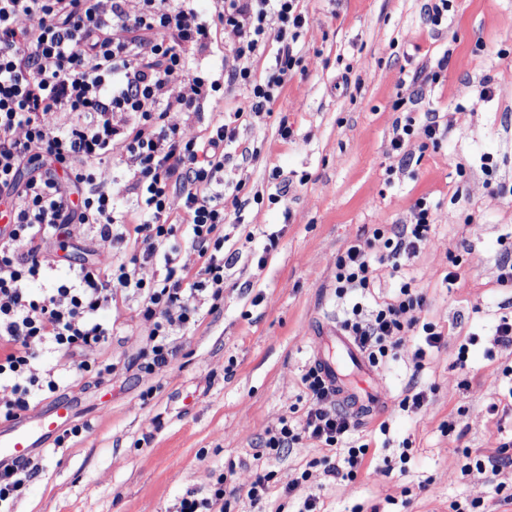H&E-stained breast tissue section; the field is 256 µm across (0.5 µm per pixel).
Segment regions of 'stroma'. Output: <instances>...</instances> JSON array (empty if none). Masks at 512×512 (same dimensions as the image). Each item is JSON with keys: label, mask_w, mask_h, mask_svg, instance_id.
<instances>
[{"label": "stroma", "mask_w": 512, "mask_h": 512, "mask_svg": "<svg viewBox=\"0 0 512 512\" xmlns=\"http://www.w3.org/2000/svg\"><path fill=\"white\" fill-rule=\"evenodd\" d=\"M427 2L303 0L300 66L271 115L239 123L240 141L258 155L224 167L225 192L241 182L268 196L286 177L287 197L241 211L226 205L224 231L240 259L220 308L181 339L169 363L141 371L149 325L135 299L119 303L117 328L94 354L113 372L60 389L78 400L72 421L84 432L70 448L38 451L40 474L15 512H173L187 492L206 495L220 474L233 488L259 466L275 471L277 485L261 508L243 499L238 512H298L310 491L321 512H450L452 501L477 496L482 512H500L491 473L464 468L499 446L501 421L488 406L512 403V355H486L499 318L512 315V288L496 281L502 242L512 238V0H451L439 31L425 21ZM435 70L439 79L429 80ZM485 81L492 93L483 99ZM429 112L447 120L448 135L435 146L413 139V158L403 164L393 128L409 118L423 124ZM283 118L293 130L288 139L279 132ZM422 196L433 210L431 237L401 273L423 292L421 318L443 331L444 345L418 371L407 349L377 366L376 382L393 401L383 415L388 429L373 421L349 436L371 441V464L340 482L325 475V451L310 442L259 456L266 428L302 396L300 378L317 345L310 328L343 320L355 302L373 307L357 293L337 297V253L373 225L404 222ZM271 232L279 247L267 256ZM68 241L56 256L65 268L130 255L119 244L95 249L76 224ZM454 256L462 259L456 268ZM454 269L460 277L450 287L444 277ZM472 336L477 342L459 367L458 347ZM416 388L428 394L422 409L399 410ZM404 450L403 470L388 471ZM304 467L306 489L284 497L283 485Z\"/></svg>", "instance_id": "obj_1"}]
</instances>
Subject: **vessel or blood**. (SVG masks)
I'll use <instances>...</instances> for the list:
<instances>
[{
  "label": "vessel or blood",
  "mask_w": 512,
  "mask_h": 512,
  "mask_svg": "<svg viewBox=\"0 0 512 512\" xmlns=\"http://www.w3.org/2000/svg\"><path fill=\"white\" fill-rule=\"evenodd\" d=\"M319 331L333 339L336 354H317L314 363L334 390L337 403L361 420L389 410L391 400L383 388L374 384L375 371L340 325L325 322ZM72 405L67 400L54 402L37 419L20 416L13 425L0 430V462L30 459L33 449L44 447L70 421Z\"/></svg>",
  "instance_id": "vessel-or-blood-1"
}]
</instances>
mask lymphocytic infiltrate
Returning <instances> with one entry per match:
<instances>
[{"label": "lymphocytic infiltrate", "instance_id": "f902f5d3", "mask_svg": "<svg viewBox=\"0 0 512 512\" xmlns=\"http://www.w3.org/2000/svg\"><path fill=\"white\" fill-rule=\"evenodd\" d=\"M0 0V419L12 421L62 377L79 382L104 366L86 360L112 334L102 314L117 297L138 299L150 329L139 366L153 371L179 350L180 339L224 298V271L237 258L225 251L224 204L249 205L244 192L224 196L220 178L238 146L237 119L270 112L301 59L297 45L307 23L301 0ZM235 42L223 68L204 72L197 52L217 49L224 33ZM265 75L252 64L265 55ZM233 95L243 104L236 120L193 125L200 105ZM446 131L438 113L424 124L396 125L391 140L403 161L413 138L439 142ZM121 144L124 205L96 185L99 164ZM45 170L19 180L35 162ZM181 205L172 208V197ZM84 226L99 246L131 245L129 260L91 261L59 275L49 254L70 225ZM433 213L418 198L409 219L379 224L337 254V297L374 298L371 311L354 304L343 328L369 361L394 358L410 340L414 369L441 348L443 332L424 322L425 297L402 282L390 297L376 295L380 280L373 242H382L392 271L415 256L432 230ZM196 255L182 262L181 244ZM54 353L53 361L39 357ZM307 406L281 416L265 431L264 452L309 441L342 455L327 475L354 480L366 465L369 443L348 444L355 423L336 408L317 368L301 377Z\"/></svg>", "mask_w": 512, "mask_h": 512}]
</instances>
